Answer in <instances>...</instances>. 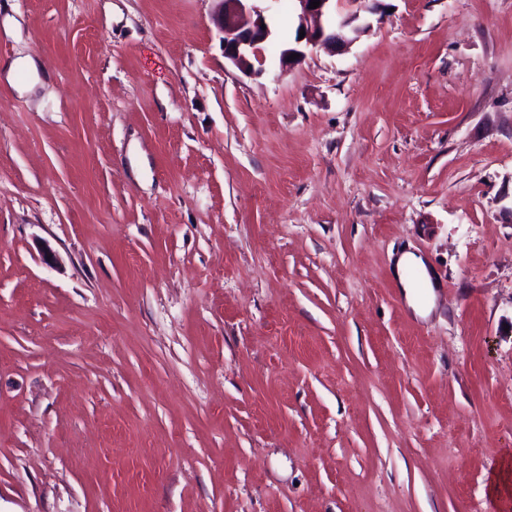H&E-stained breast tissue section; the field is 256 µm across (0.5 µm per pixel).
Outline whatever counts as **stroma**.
I'll list each match as a JSON object with an SVG mask.
<instances>
[{"mask_svg": "<svg viewBox=\"0 0 512 512\" xmlns=\"http://www.w3.org/2000/svg\"><path fill=\"white\" fill-rule=\"evenodd\" d=\"M384 5L259 77L215 0L0 8V512H497L512 0ZM396 266L398 272L400 273V284L401 287L404 289L405 297L409 305L413 307V309L418 314H424L425 312H428L430 309V303L434 298V293L432 282L430 280V276L428 274L427 267L423 259L420 256H416L413 253L405 252L397 260ZM409 270H415L419 274L423 284L425 285L427 294V298L425 299V301H421L418 299L414 288L409 282L407 278V273Z\"/></svg>", "mask_w": 512, "mask_h": 512, "instance_id": "1", "label": "stroma"}]
</instances>
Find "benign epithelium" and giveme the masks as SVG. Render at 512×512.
Returning <instances> with one entry per match:
<instances>
[{"mask_svg":"<svg viewBox=\"0 0 512 512\" xmlns=\"http://www.w3.org/2000/svg\"><path fill=\"white\" fill-rule=\"evenodd\" d=\"M219 8L213 22L221 34L220 41L224 59L240 71L249 74L263 73V45L271 36L270 29H262L268 24L267 9L254 4V0H217ZM298 18L297 29L304 30L305 36L295 37L294 41L283 48L280 54L281 71L286 72L306 55L309 47H336L343 42L338 30L350 28L355 35L365 25L359 23L361 14H375L382 0H349L353 9L345 14L336 13L334 0H320L319 7L310 8L312 0H295ZM293 54L298 58L289 60Z\"/></svg>","mask_w":512,"mask_h":512,"instance_id":"obj_1","label":"benign epithelium"}]
</instances>
